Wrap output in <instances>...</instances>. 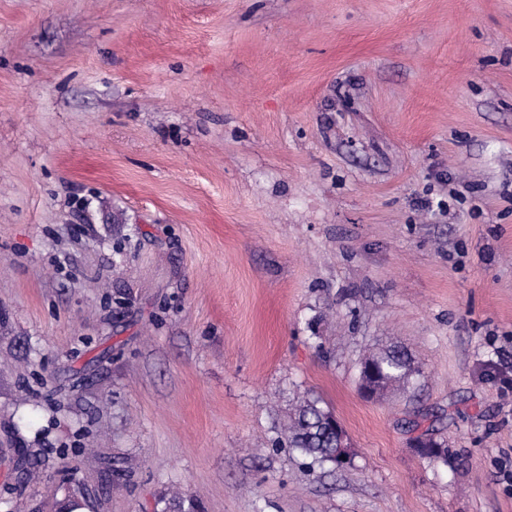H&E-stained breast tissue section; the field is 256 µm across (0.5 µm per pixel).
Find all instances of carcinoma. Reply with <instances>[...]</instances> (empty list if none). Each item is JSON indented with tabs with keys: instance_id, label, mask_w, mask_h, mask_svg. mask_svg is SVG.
Instances as JSON below:
<instances>
[{
	"instance_id": "obj_1",
	"label": "carcinoma",
	"mask_w": 512,
	"mask_h": 512,
	"mask_svg": "<svg viewBox=\"0 0 512 512\" xmlns=\"http://www.w3.org/2000/svg\"><path fill=\"white\" fill-rule=\"evenodd\" d=\"M361 366L373 369L378 375V381L373 386L376 395L383 394L393 386L407 389L420 376L411 355L398 345L369 352ZM332 417L333 413L323 407L319 399L304 397L292 408L281 434L288 447L309 459L310 464L321 469L337 467V440L336 431L331 425ZM418 452L431 462L440 459L450 465L455 460L453 452L443 442L435 441L428 448L418 449ZM164 512H201V506L194 499L175 494L167 499Z\"/></svg>"
}]
</instances>
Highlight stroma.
<instances>
[{"label": "stroma", "mask_w": 512, "mask_h": 512, "mask_svg": "<svg viewBox=\"0 0 512 512\" xmlns=\"http://www.w3.org/2000/svg\"><path fill=\"white\" fill-rule=\"evenodd\" d=\"M379 343L415 388L363 395ZM304 396L335 471L276 443ZM70 476L512 512V0H0V512Z\"/></svg>", "instance_id": "obj_1"}]
</instances>
